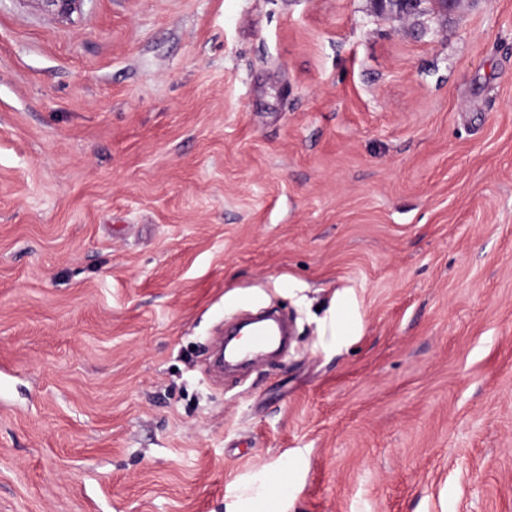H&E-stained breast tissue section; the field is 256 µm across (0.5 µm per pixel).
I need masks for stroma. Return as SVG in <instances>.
Listing matches in <instances>:
<instances>
[{
  "label": "stroma",
  "mask_w": 512,
  "mask_h": 512,
  "mask_svg": "<svg viewBox=\"0 0 512 512\" xmlns=\"http://www.w3.org/2000/svg\"><path fill=\"white\" fill-rule=\"evenodd\" d=\"M285 457L287 512H512V0H0V512ZM424 0H375V5L384 11L407 19L422 11Z\"/></svg>",
  "instance_id": "35a3bbf8"
}]
</instances>
